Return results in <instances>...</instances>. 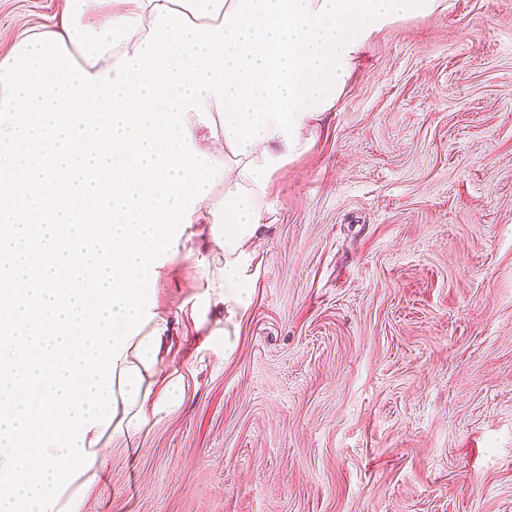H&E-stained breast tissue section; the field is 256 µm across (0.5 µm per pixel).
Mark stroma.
<instances>
[{"label":"stroma","mask_w":512,"mask_h":512,"mask_svg":"<svg viewBox=\"0 0 512 512\" xmlns=\"http://www.w3.org/2000/svg\"><path fill=\"white\" fill-rule=\"evenodd\" d=\"M66 0H0V31ZM385 28L273 177L248 308L154 285L176 409L113 440L84 512H512V0Z\"/></svg>","instance_id":"obj_1"}]
</instances>
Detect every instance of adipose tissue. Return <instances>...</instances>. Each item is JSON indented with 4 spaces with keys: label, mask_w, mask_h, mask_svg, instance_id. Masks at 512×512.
I'll list each match as a JSON object with an SVG mask.
<instances>
[{
    "label": "adipose tissue",
    "mask_w": 512,
    "mask_h": 512,
    "mask_svg": "<svg viewBox=\"0 0 512 512\" xmlns=\"http://www.w3.org/2000/svg\"><path fill=\"white\" fill-rule=\"evenodd\" d=\"M67 3L66 17L52 25L51 30L61 34L79 65L96 75L105 73L120 56L141 44L153 26L155 6L166 5L186 13L199 25L217 26L237 0H67ZM188 126L198 151L211 157L224 156L235 172L232 179L219 181L196 204L192 216L193 223L223 227L216 242L220 272L207 280L201 302L194 310L197 321L202 323L210 311H222L232 317L247 305V261L251 246L266 230L267 196L251 178L242 175L241 169L246 161L260 164L265 156L286 154L287 148L283 134L272 123L262 128L261 137L253 141L251 150L240 156L233 155L225 131L211 132L196 113H189ZM168 334V315L160 312L138 336L129 340L115 372L117 414L108 429L93 427L89 438L102 434L109 438L117 434L133 435L147 423L149 415L178 404L181 374L173 373L160 386L153 379L164 355L171 350Z\"/></svg>",
    "instance_id": "adipose-tissue-1"
}]
</instances>
